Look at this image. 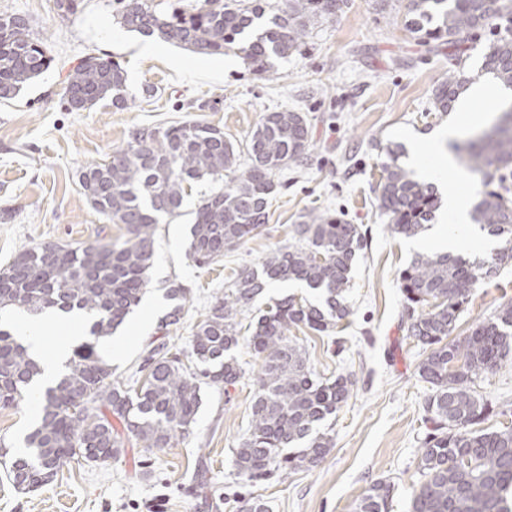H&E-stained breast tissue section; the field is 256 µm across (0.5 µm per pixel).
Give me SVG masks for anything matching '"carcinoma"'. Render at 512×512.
I'll return each mask as SVG.
<instances>
[{"instance_id":"cac0c4a2","label":"carcinoma","mask_w":512,"mask_h":512,"mask_svg":"<svg viewBox=\"0 0 512 512\" xmlns=\"http://www.w3.org/2000/svg\"><path fill=\"white\" fill-rule=\"evenodd\" d=\"M347 0H116L121 26L145 37L204 55H222L233 46L259 74L271 60L300 51L315 25L343 13ZM512 22V5L492 0H409L406 31L429 50L455 44L502 23ZM53 58L30 20L0 14V100L17 97ZM483 70L512 86V38L494 40ZM125 73L100 56L84 57L67 75L64 100L72 112L109 99L123 107ZM461 83L449 77L433 89L432 104L446 113ZM307 117L292 110L266 112L246 140L248 164L240 146L224 131L203 121L166 129L137 128L110 160L89 163L78 182L92 207L126 227L119 246L95 241L45 243L24 249L0 269V311L50 309L80 311L89 337L75 346L65 372L40 387L37 418L24 450L11 456L8 476L28 493L50 484L71 460L106 464L122 454L132 437L149 452L172 448L196 422L204 388L225 390L244 377L234 350L244 312L272 283H300L316 295L287 296L259 311L249 325L248 345L257 360L248 432L233 449L237 476L247 484L286 481L317 467L333 448L324 423L347 404L351 376H319L305 347L290 337L301 326L328 334L351 314L346 299L353 266L367 239L357 224L332 210L312 211L295 225L293 242L276 248L256 267H243L224 296L192 329L186 355L171 352L166 340L151 344L143 359L144 379H119L99 348V339L123 325L146 293L160 220L181 216L188 188L205 178L216 187L200 200L189 228L190 259L207 265L257 235L268 222L274 176L308 160ZM400 145L386 147L387 161L377 195L378 208L393 233L412 237L439 209L436 187L416 179L399 163ZM460 160L482 175L471 217L500 241L489 258L454 251L418 255L399 271L404 304L401 324L425 350L418 365L431 393L424 422L431 424L417 458L418 489L411 512H512V423L494 431L477 430L494 407L476 395L477 381L512 358V300L478 323L471 333L450 338L472 292L512 262V111L480 132ZM170 310L164 330L184 316L187 289L165 288ZM194 366L185 364V361ZM43 369L29 346L0 325V405H17L40 383ZM117 418L123 430L112 424ZM394 485L373 482L355 512H388Z\"/></svg>"}]
</instances>
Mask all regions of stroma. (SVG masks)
I'll use <instances>...</instances> for the list:
<instances>
[{
	"label": "stroma",
	"mask_w": 512,
	"mask_h": 512,
	"mask_svg": "<svg viewBox=\"0 0 512 512\" xmlns=\"http://www.w3.org/2000/svg\"><path fill=\"white\" fill-rule=\"evenodd\" d=\"M407 3L347 0L335 21L309 34L304 54L275 59L268 77L239 61L233 49L201 55L126 31L112 0H83L82 10L68 16L58 14L55 0H0V13L29 18L33 34L55 59L18 97L0 101V267L37 244L124 241L122 225L109 223L87 202L77 174L124 146L134 128L202 120L241 144L263 113L307 114V164L275 176L269 219L259 235L211 265L188 259L194 210L212 189L207 180L196 183L182 216L158 225L149 301L128 317L120 333L126 351L111 360L119 378L142 363L149 343L160 336L166 281L189 290L185 316L167 338L183 349L236 270L291 241L303 214L330 208L362 225L368 246L347 291L352 313L336 330L345 339L343 352H336L331 337L307 329L296 333L316 371L352 376L353 395L331 421L335 446L317 468L254 487L271 512H353L378 479L395 484L389 512L410 510L428 386L417 374L422 351L400 325L397 278L416 251L410 238L391 232L376 189L387 145L404 144L403 162L415 171L420 158L443 156L432 141L451 117L432 111V91L449 76L467 84L480 74L492 35L468 40L458 63L447 50L425 52L404 29ZM89 55L112 58L124 68L128 108L105 101L81 112L64 109L65 77ZM229 59L238 60L237 69H225ZM510 299L512 264L477 289L455 336L469 334ZM254 392L249 377L226 393L206 390L189 435L174 447L149 453L129 440L111 463H67L54 482L32 492L15 490L0 463V512H213L218 497L224 500L220 512H237L232 496L241 481L233 474L232 450L249 426ZM477 393L496 409L483 429L499 428L505 413H512V359L488 374ZM201 457L210 467L205 488L194 481Z\"/></svg>",
	"instance_id": "obj_1"
}]
</instances>
